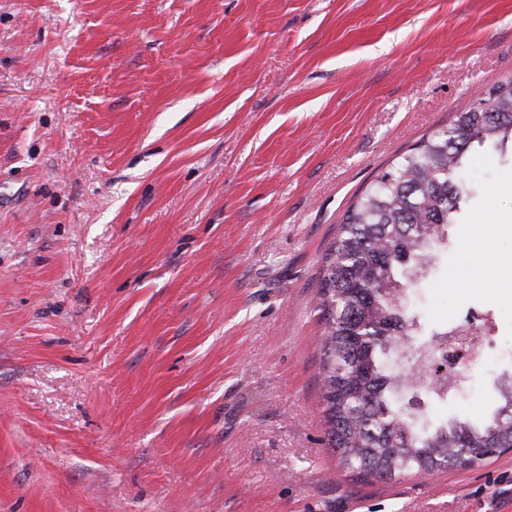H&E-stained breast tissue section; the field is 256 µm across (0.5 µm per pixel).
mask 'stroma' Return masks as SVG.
Returning <instances> with one entry per match:
<instances>
[{
  "label": "stroma",
  "instance_id": "obj_1",
  "mask_svg": "<svg viewBox=\"0 0 512 512\" xmlns=\"http://www.w3.org/2000/svg\"><path fill=\"white\" fill-rule=\"evenodd\" d=\"M512 78V0H0V512H512V451L357 479L318 289L346 210ZM409 298L512 372V160Z\"/></svg>",
  "mask_w": 512,
  "mask_h": 512
}]
</instances>
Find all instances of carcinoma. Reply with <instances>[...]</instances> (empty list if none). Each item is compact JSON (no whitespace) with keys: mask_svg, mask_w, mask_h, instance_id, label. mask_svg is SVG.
Returning a JSON list of instances; mask_svg holds the SVG:
<instances>
[{"mask_svg":"<svg viewBox=\"0 0 512 512\" xmlns=\"http://www.w3.org/2000/svg\"><path fill=\"white\" fill-rule=\"evenodd\" d=\"M475 145L500 154L512 146V79L381 172L347 209L326 254L318 308L328 440L341 465L360 477L432 474L463 457L475 464L512 450L511 391L483 420L433 428L394 400L421 385L440 398L454 376L436 354L437 339L450 331L415 346L417 321L405 297L415 287L414 269L447 249L449 226L477 188L465 176ZM388 353L414 357L425 377L387 371L381 356Z\"/></svg>","mask_w":512,"mask_h":512,"instance_id":"1","label":"carcinoma"}]
</instances>
